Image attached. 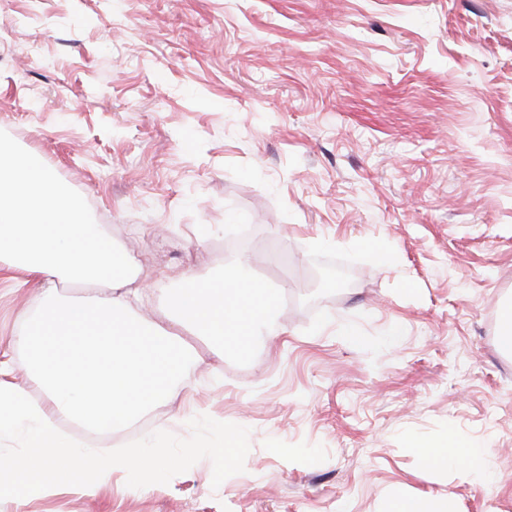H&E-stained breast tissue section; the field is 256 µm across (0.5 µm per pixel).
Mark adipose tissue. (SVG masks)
<instances>
[{"label":"adipose tissue","mask_w":512,"mask_h":512,"mask_svg":"<svg viewBox=\"0 0 512 512\" xmlns=\"http://www.w3.org/2000/svg\"><path fill=\"white\" fill-rule=\"evenodd\" d=\"M80 200L31 153L0 160V270L22 269L39 288V306L14 341L31 354L20 380L0 370V429L27 431V448L0 458V490L21 501L49 488L89 490L115 472L158 474L176 466L163 430L133 456L73 449L57 421L71 418L99 431L125 426L164 399L188 365L223 359L225 346L247 350L252 336L272 327L275 289L242 275L241 265L202 278L186 272L153 318L139 308L149 290L137 282L138 257L118 253L94 225L81 219ZM66 281L106 285L108 296L86 302L60 299ZM206 339L207 350L187 343ZM47 389L45 405L30 401L29 384ZM432 464L464 462L480 473L488 449L455 436L421 447Z\"/></svg>","instance_id":"adipose-tissue-1"}]
</instances>
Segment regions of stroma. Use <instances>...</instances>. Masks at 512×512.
<instances>
[{
	"label": "stroma",
	"instance_id": "obj_1",
	"mask_svg": "<svg viewBox=\"0 0 512 512\" xmlns=\"http://www.w3.org/2000/svg\"><path fill=\"white\" fill-rule=\"evenodd\" d=\"M0 146L39 154L138 254L151 307L242 255L280 291L279 336L187 367L124 427L59 424L115 454L163 429L180 467L5 494L0 512H386L447 494L512 512V355L495 343L512 0H0ZM36 297L0 273V363L18 377ZM346 323L369 344L338 336ZM228 429L244 451L220 468L207 447ZM451 432L489 449L487 472L414 448Z\"/></svg>",
	"mask_w": 512,
	"mask_h": 512
}]
</instances>
